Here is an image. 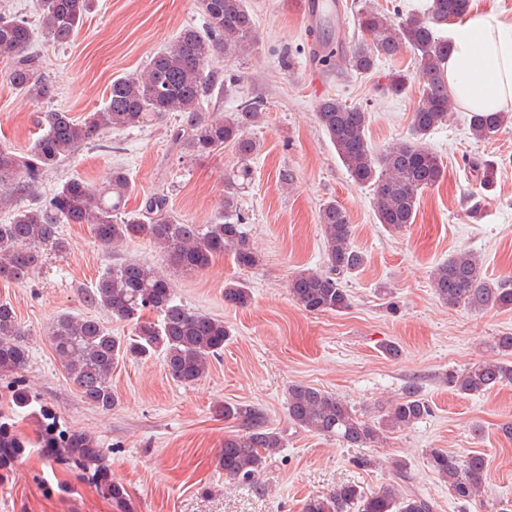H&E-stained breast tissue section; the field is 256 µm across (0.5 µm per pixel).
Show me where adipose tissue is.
<instances>
[{
	"mask_svg": "<svg viewBox=\"0 0 512 512\" xmlns=\"http://www.w3.org/2000/svg\"><path fill=\"white\" fill-rule=\"evenodd\" d=\"M448 88L469 112H499L512 105V26L483 15L450 34Z\"/></svg>",
	"mask_w": 512,
	"mask_h": 512,
	"instance_id": "obj_1",
	"label": "adipose tissue"
}]
</instances>
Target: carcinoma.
Listing matches in <instances>:
<instances>
[{
  "instance_id": "obj_1",
  "label": "carcinoma",
  "mask_w": 512,
  "mask_h": 512,
  "mask_svg": "<svg viewBox=\"0 0 512 512\" xmlns=\"http://www.w3.org/2000/svg\"><path fill=\"white\" fill-rule=\"evenodd\" d=\"M94 0H38L39 22L57 45H67L82 27ZM206 17L205 29L183 28L175 40L149 60L146 71L112 80L103 109L76 120L60 110L41 112L43 133L25 153L0 148V187L38 184L46 170L57 165L77 147L102 130L122 131L146 127L158 117L179 112L187 121L171 130L173 143L189 157L207 156L232 145L238 166L224 178L223 208L215 220L193 224L170 212L167 196L148 198L144 211L125 209L124 200L134 191L127 172L117 168L107 188L99 193L80 178L65 181L49 199L16 212L0 223V280L22 283L42 268L45 249L63 253L67 241L63 224H88L102 244L118 250L136 239H148L163 252L177 273L199 272L213 258L230 255L240 270L260 263L244 229L239 198L251 179L250 161L260 143L247 130L262 119V103L247 102L228 118L206 115V105L221 86L216 72H204L201 62L213 54L224 56L244 50L255 41V21L247 0H199ZM470 0H430L422 13L412 12L396 21L373 9L357 17L364 37L351 50L350 70L358 75L373 71L378 62L391 60L405 49L414 53L423 81L412 114L408 138L381 150L368 138L369 113L359 106L326 97L317 104V116L336 154L357 185L373 188L376 219L388 232H400L414 222L419 195L438 184L445 168L426 146L427 138L448 122L451 98L445 79L450 53L442 26L466 15ZM31 29L24 19L0 14V59L10 63V82L34 103L49 100L52 85L39 74L38 59L26 53ZM509 112H473L469 130L478 140H488L507 123ZM480 183H494L497 168L484 160L470 161ZM326 266L303 270L288 282L294 302L312 314L340 313L350 307L347 277L365 263L364 254L351 247L353 226L346 209L329 202L319 213ZM431 287L452 306L473 311L512 308V282L486 277L479 259L460 250L434 269ZM89 306L132 326V335H112L105 322L94 316L61 313L50 324L48 338L69 380L90 405L110 410L115 405L112 370L125 358L163 357L170 377L183 385L199 381L212 358L224 350L230 332L224 321L194 311L177 299L171 280L153 266L137 259L107 265L85 296ZM251 290L239 278L224 284V301L245 306ZM154 312L157 319L147 320ZM30 350L17 314L7 300L0 301V377H8L29 363ZM448 384L467 394H480L496 386L512 385V361L487 360L461 373H450ZM27 414L38 420L34 438L14 429V416ZM431 414L419 386H404L402 397L369 420L333 392L305 384L288 388V422L296 429L334 437L347 448H371L385 434L408 428ZM224 420L238 421L242 432L224 438L218 465L224 475L250 482L268 466V459L283 447V436L268 425L258 408L224 405ZM36 448L50 463H60L91 481L104 497L122 502L123 486L112 481L105 450L88 434L60 428L56 413L22 388L10 395V413H0V470H8ZM431 469L448 484L452 499L467 502L480 492L486 461L479 454L459 456L442 449L429 450ZM422 495L393 484L367 492L353 483L308 497L302 512H432Z\"/></svg>"
}]
</instances>
